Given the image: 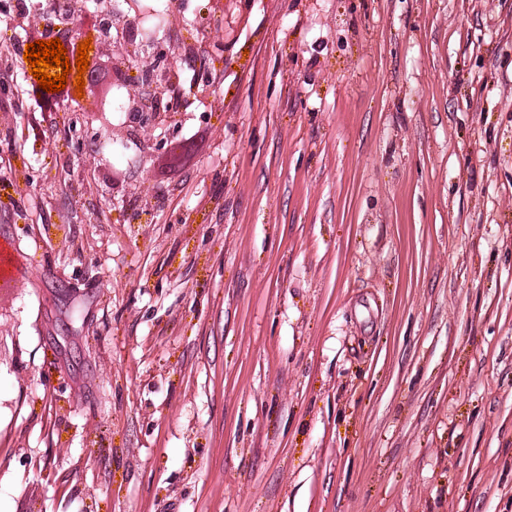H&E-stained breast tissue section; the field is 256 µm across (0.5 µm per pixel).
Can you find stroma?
Returning <instances> with one entry per match:
<instances>
[{"mask_svg":"<svg viewBox=\"0 0 512 512\" xmlns=\"http://www.w3.org/2000/svg\"><path fill=\"white\" fill-rule=\"evenodd\" d=\"M0 0V512H512V0ZM63 36L64 39H59L61 40L64 48L67 49L65 55L69 58L70 70L76 71L77 48L79 46V42L84 41L86 36L74 18H70V22L67 24ZM155 49L152 52H146L144 60L141 61V70L143 74L144 84L148 86L159 84L161 82H168L170 85H174L175 82L173 83V81L170 80V73L171 70L175 67L176 63L171 58L168 51L160 49L163 50L164 53L166 54V58H168V63L166 69H159L156 62V57L159 50ZM128 111L136 112L144 125H150L156 121L157 112H160V108L157 101L152 97L138 96L137 99H132Z\"/></svg>","mask_w":512,"mask_h":512,"instance_id":"35a3bbf8","label":"stroma"}]
</instances>
